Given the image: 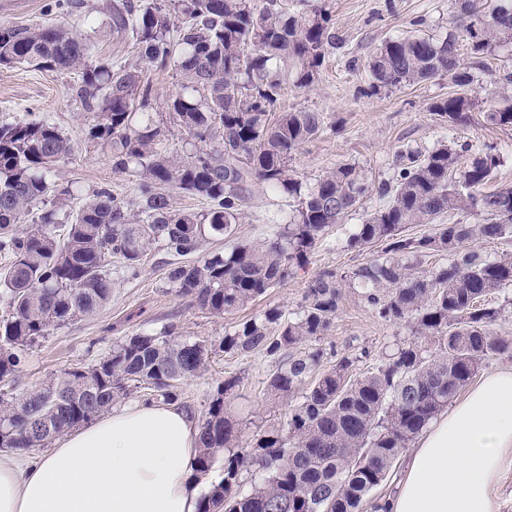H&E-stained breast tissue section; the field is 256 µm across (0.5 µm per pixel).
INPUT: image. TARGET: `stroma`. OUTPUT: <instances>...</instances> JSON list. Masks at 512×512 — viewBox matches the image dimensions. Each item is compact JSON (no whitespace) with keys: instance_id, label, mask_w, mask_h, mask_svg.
Listing matches in <instances>:
<instances>
[{"instance_id":"obj_1","label":"stroma","mask_w":512,"mask_h":512,"mask_svg":"<svg viewBox=\"0 0 512 512\" xmlns=\"http://www.w3.org/2000/svg\"><path fill=\"white\" fill-rule=\"evenodd\" d=\"M111 2L71 0L50 11L46 0H0V25L57 24L91 38L94 48L90 63L118 58L136 62L140 47L133 40L119 41L112 36ZM301 6L326 9L343 44L327 51L313 85L300 88L294 80H286L276 104L280 112L304 110L325 117V134L305 143L291 162L299 179L312 183L337 164L353 163L368 183L390 180L397 173L396 160L401 152H424L442 142L456 149L466 144L494 146L500 164L489 186H512V127H492L483 121L485 110L512 99V85L496 83L488 75L476 76L468 89L476 106L464 125L451 124L431 110L434 101L453 92L448 79L393 90L370 87L365 61L381 43L413 34L443 40L460 19L456 0H302ZM73 80L70 74L0 66V121L31 115L50 117L74 146L73 153L49 175L51 181L73 187L75 195L68 206L72 212L103 187L127 197L134 194L124 176L113 172L111 154L87 140L90 120L72 94ZM380 204L378 196L365 198L356 212L329 229L285 284L221 317L189 306L177 295L166 279L170 256L163 246H155L144 257L138 276L123 274L119 265H112L110 302L92 315L51 331L32 347L15 384L16 392L38 386L64 369L95 363L117 341L135 333H158L173 323L183 339L217 343L226 331L267 309L297 312L309 284L322 271L346 272L378 254V247L358 252L347 249L345 242L355 225ZM294 205L291 197L256 188L251 206L237 226V241L274 237L277 220L291 215ZM410 337L405 326L378 319L353 289L346 287L330 329L317 345L324 350L328 364L344 354L359 355L356 370L363 373L378 364L395 343ZM276 365V359L261 352L217 353L203 375L182 384L184 406L195 420H202L224 379L240 378L241 385L227 399L225 411L238 423L240 442L249 443L258 430L287 422L288 401L271 400L265 392L266 377Z\"/></svg>"}]
</instances>
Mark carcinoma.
<instances>
[{
    "instance_id": "1",
    "label": "carcinoma",
    "mask_w": 512,
    "mask_h": 512,
    "mask_svg": "<svg viewBox=\"0 0 512 512\" xmlns=\"http://www.w3.org/2000/svg\"><path fill=\"white\" fill-rule=\"evenodd\" d=\"M460 30L438 42L410 35L389 38L367 62L371 88L389 90L422 80L474 82L465 59L512 84V71H493L482 58L512 46V0L484 14L474 0L460 2ZM112 34H132L142 63L87 62L90 43L57 25L0 26V66L73 72V91L92 116L89 139L112 149V169L134 185L136 211L101 188L59 221L57 204L70 186L48 180L51 167L73 146L48 117L0 122V448H45L137 389L167 403L178 384L206 370L212 354L285 352L269 374L267 393L296 394L287 429L259 431L242 447L224 414L232 377L218 387L199 425L196 472L207 475L223 452L224 479L199 502L198 512H359L365 497L387 478L399 453L476 376L491 354L512 357V336L492 326L501 308L488 295L512 288V253L485 258L474 244L512 237V186L484 191L500 160L490 146L472 149L463 164L446 144L399 156L393 181L372 187L344 163L311 186L291 174L299 148L326 125L317 112H277L283 73L308 87L329 48L342 45L327 10L292 12L281 0H112ZM173 70L180 89L167 115L154 111L145 70ZM473 99L454 93L431 111L454 125L469 121ZM491 126H512V103L484 112ZM183 130L185 156L165 148L170 128ZM294 198L296 209L271 239L233 241L252 187ZM383 204L346 240L381 254L343 273L325 270L308 287L297 316L277 308L247 320L219 344L180 341L176 325L158 334L125 337L89 366L65 369L39 386L9 391L27 351L50 332L93 314L109 302L112 259L135 275L157 244L173 260L167 279L189 305L221 317L282 285L325 236L371 193ZM207 202L202 212L181 210L173 194ZM53 205H48V199ZM476 212L478 224H448L434 234L403 233L438 215ZM26 228L19 230L18 225ZM224 241V250L208 245ZM448 254L428 271L422 258ZM386 322L403 323L415 340L396 345L377 366L356 376L359 357L343 355L321 369L324 352L309 343L331 326L341 283ZM261 473L247 491L242 473Z\"/></svg>"
}]
</instances>
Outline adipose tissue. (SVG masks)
<instances>
[{"mask_svg": "<svg viewBox=\"0 0 512 512\" xmlns=\"http://www.w3.org/2000/svg\"><path fill=\"white\" fill-rule=\"evenodd\" d=\"M199 428L174 405L134 402L71 430L51 453L0 451V512H197ZM512 471V367L436 418L396 494L373 512H498Z\"/></svg>", "mask_w": 512, "mask_h": 512, "instance_id": "1", "label": "adipose tissue"}]
</instances>
